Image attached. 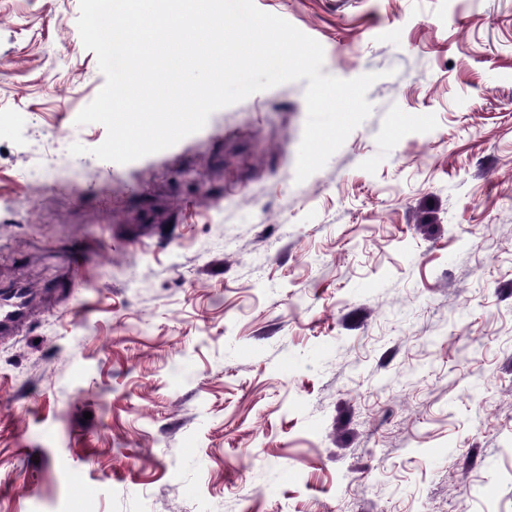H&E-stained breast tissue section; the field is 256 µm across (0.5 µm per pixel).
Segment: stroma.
<instances>
[{"mask_svg": "<svg viewBox=\"0 0 512 512\" xmlns=\"http://www.w3.org/2000/svg\"><path fill=\"white\" fill-rule=\"evenodd\" d=\"M255 3L378 76L301 183L307 80L102 161L79 0H0V512H512V0ZM25 302H12L10 299L1 301L0 305V330L6 332L15 327L25 315Z\"/></svg>", "mask_w": 512, "mask_h": 512, "instance_id": "35a3bbf8", "label": "stroma"}]
</instances>
